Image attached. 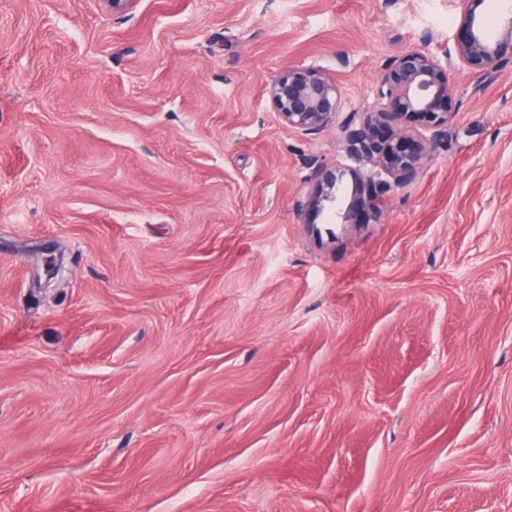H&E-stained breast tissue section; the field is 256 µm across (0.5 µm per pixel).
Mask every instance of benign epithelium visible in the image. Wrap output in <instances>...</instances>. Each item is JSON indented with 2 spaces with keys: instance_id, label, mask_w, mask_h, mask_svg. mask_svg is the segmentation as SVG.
Wrapping results in <instances>:
<instances>
[{
  "instance_id": "benign-epithelium-1",
  "label": "benign epithelium",
  "mask_w": 512,
  "mask_h": 512,
  "mask_svg": "<svg viewBox=\"0 0 512 512\" xmlns=\"http://www.w3.org/2000/svg\"><path fill=\"white\" fill-rule=\"evenodd\" d=\"M484 0H456L465 36L440 60L420 48L389 61L377 89L376 104L341 127L345 152L358 165L373 169L363 183V213L377 217L391 184L421 176L432 150L446 138L455 106L449 93L452 72L463 67L487 74L512 65V14L496 34L485 32L476 9ZM267 95L281 123L305 134L332 125L342 105L336 80L318 67H290L268 86ZM387 122L400 130L383 135ZM36 282L48 286L62 264L42 262Z\"/></svg>"
}]
</instances>
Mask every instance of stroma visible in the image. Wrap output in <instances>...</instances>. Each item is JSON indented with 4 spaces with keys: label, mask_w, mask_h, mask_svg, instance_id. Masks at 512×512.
Returning a JSON list of instances; mask_svg holds the SVG:
<instances>
[{
    "label": "stroma",
    "mask_w": 512,
    "mask_h": 512,
    "mask_svg": "<svg viewBox=\"0 0 512 512\" xmlns=\"http://www.w3.org/2000/svg\"><path fill=\"white\" fill-rule=\"evenodd\" d=\"M462 34L452 0H0V512H512V68L456 69L377 219L366 166L314 202L389 60ZM291 66L340 87L320 134L271 108Z\"/></svg>",
    "instance_id": "35a3bbf8"
}]
</instances>
